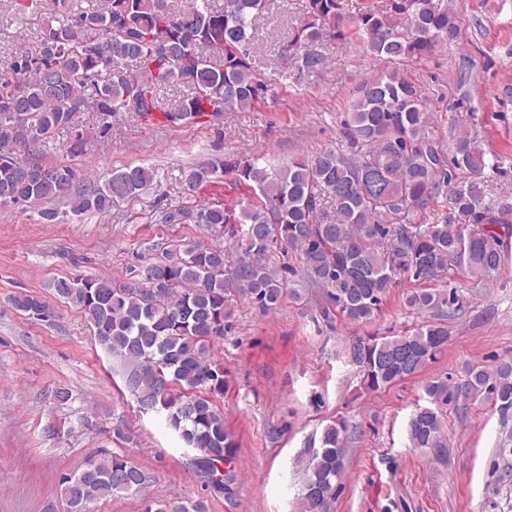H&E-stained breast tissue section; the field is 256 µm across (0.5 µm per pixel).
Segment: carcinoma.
Wrapping results in <instances>:
<instances>
[{"instance_id":"obj_1","label":"carcinoma","mask_w":512,"mask_h":512,"mask_svg":"<svg viewBox=\"0 0 512 512\" xmlns=\"http://www.w3.org/2000/svg\"><path fill=\"white\" fill-rule=\"evenodd\" d=\"M268 0H189L170 11L165 0H105L100 9H77L54 0L42 21L41 0H18V9L41 23L40 43L13 54L0 70V203L36 204L70 199L75 215L106 214L142 195L153 180L144 166L128 167L103 186L65 164L19 158L11 130L28 126L36 148L79 112L100 115L98 137L112 130L108 118L155 112L168 124H196L225 111L265 100L269 85L256 69L253 26ZM308 20L294 28L281 57L311 74L322 58L309 47L325 37L352 39L367 52L394 62L422 58L455 41L460 18L444 0H391L390 14L343 12L341 0H307ZM187 89L177 100L162 88ZM424 94L400 71L360 87L341 121L345 150L296 157L278 166L264 155L232 153L224 172L245 194L233 203L157 210L165 224H206L224 232V246L198 245L176 257L149 262L135 279L63 277L58 297L81 309L98 344L122 368L127 391L143 413L165 416L211 486L235 480L237 441L224 427L216 399L228 379L210 347L232 334L234 308L244 302L265 313L285 297L300 298L299 280L321 291V316L363 324L378 316L401 277L430 283L443 276L489 281L500 270L512 235L504 217L512 200L487 199L476 176L488 162L477 137L466 132L440 141L429 132ZM439 211H432L433 206ZM432 211L429 224L409 215ZM411 307L454 314L463 299L454 288L416 291ZM13 308L32 322L53 316L42 297L20 294ZM448 342V325L426 321L412 333L358 336L343 352L356 367L360 387L378 391L421 368ZM488 392L505 421L512 417V362L471 367L453 386L428 382L430 405L409 422L414 448H442L440 404ZM347 425L324 427L319 447L303 465L304 512H328L343 474ZM147 476L128 457L105 453L80 472L60 479L71 512L114 495L144 491ZM144 512H208L204 500H148Z\"/></svg>"}]
</instances>
